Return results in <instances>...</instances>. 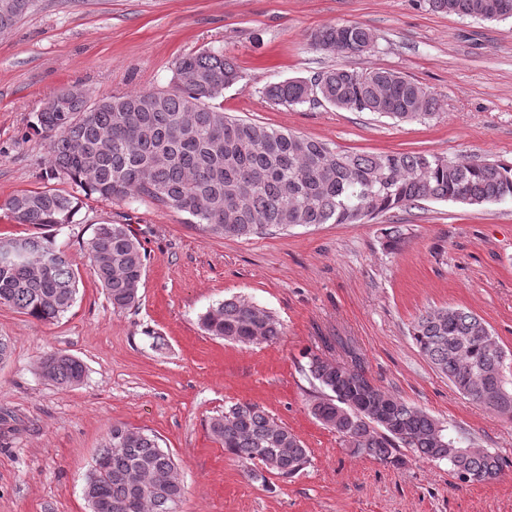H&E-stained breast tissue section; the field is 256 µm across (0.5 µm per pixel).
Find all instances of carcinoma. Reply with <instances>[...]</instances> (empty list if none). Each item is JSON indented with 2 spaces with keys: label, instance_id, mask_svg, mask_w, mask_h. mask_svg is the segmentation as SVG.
<instances>
[{
  "label": "carcinoma",
  "instance_id": "carcinoma-1",
  "mask_svg": "<svg viewBox=\"0 0 512 512\" xmlns=\"http://www.w3.org/2000/svg\"><path fill=\"white\" fill-rule=\"evenodd\" d=\"M0 8V30L12 28L34 0H9ZM430 10L477 21L512 19V0H423ZM326 53L364 57L376 33L360 24H334L310 36ZM174 87L90 102L77 85L49 96L67 98L60 112L41 109L30 128L47 142L49 177L76 190L23 191L5 202L21 224L45 229L12 239L15 252L0 255V303L40 322H52L72 306L76 277L54 233L74 222L83 199L121 202L148 199L183 212L214 235L250 238L296 226L362 224L370 217L428 201L482 207L512 200V162L472 157L450 161L425 152L353 154L292 132L224 112L219 99L242 78L236 63L213 48L178 57ZM271 101L295 106L323 99L350 112H370L398 122L435 117L437 99L420 83L393 70L360 72L331 68L307 78L270 84ZM93 273L112 307L139 301L146 256L125 224H99L86 245ZM200 323L206 334L245 346L280 340L282 324L272 312L244 297L209 307ZM420 352L464 395L512 420V386L504 375L507 354L487 323L462 308L421 314L412 326ZM351 362L309 357L308 371L322 395L312 415L335 431L356 453L400 468L401 452L412 449L428 461H448L467 484L497 480L503 458L473 444L463 445L446 426L367 375ZM38 368L49 381L71 386L82 363L62 351L46 354ZM212 438L256 480L292 478L309 464L308 450L288 427L265 409L238 401L208 422ZM89 470L84 492L100 512H177L185 489L162 479L180 469L160 438L145 429L115 423ZM135 470L134 488L123 475Z\"/></svg>",
  "mask_w": 512,
  "mask_h": 512
}]
</instances>
